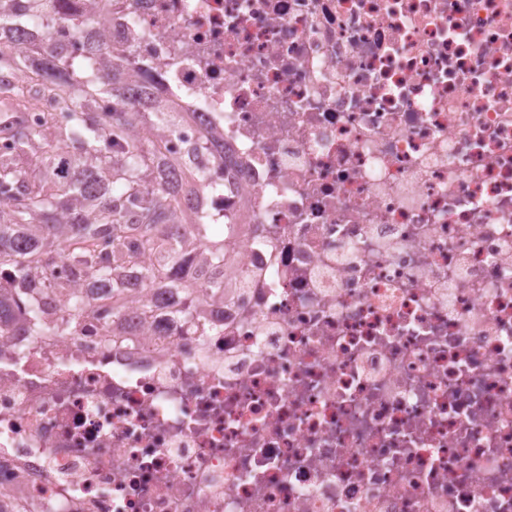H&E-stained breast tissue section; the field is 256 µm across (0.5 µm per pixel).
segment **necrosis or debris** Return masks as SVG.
Wrapping results in <instances>:
<instances>
[{
  "label": "necrosis or debris",
  "instance_id": "4bbe7bcc",
  "mask_svg": "<svg viewBox=\"0 0 512 512\" xmlns=\"http://www.w3.org/2000/svg\"><path fill=\"white\" fill-rule=\"evenodd\" d=\"M213 168L224 296L0 337L37 512H512V0H59ZM214 135L221 151L194 153Z\"/></svg>",
  "mask_w": 512,
  "mask_h": 512
}]
</instances>
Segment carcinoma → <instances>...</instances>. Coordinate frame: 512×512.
Listing matches in <instances>:
<instances>
[{"mask_svg":"<svg viewBox=\"0 0 512 512\" xmlns=\"http://www.w3.org/2000/svg\"><path fill=\"white\" fill-rule=\"evenodd\" d=\"M27 17L0 0V336H65L94 320L118 339L129 302L124 273L176 289L177 317L194 323L224 294V242L204 237L205 225L182 219L176 180L191 186L211 176L165 159L161 142L134 132L155 126L157 113L133 85L119 92L123 59L108 71L67 62L37 42L17 55L14 38L29 22L48 29L42 0ZM209 275L183 277L198 250ZM143 253L153 263L141 266ZM0 512H34L0 493Z\"/></svg>","mask_w":512,"mask_h":512,"instance_id":"carcinoma-1","label":"carcinoma"}]
</instances>
